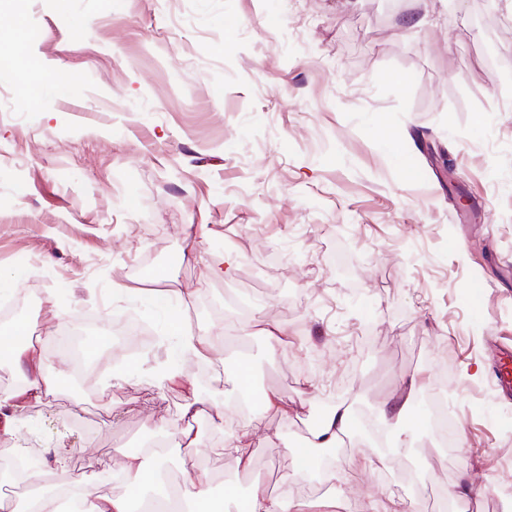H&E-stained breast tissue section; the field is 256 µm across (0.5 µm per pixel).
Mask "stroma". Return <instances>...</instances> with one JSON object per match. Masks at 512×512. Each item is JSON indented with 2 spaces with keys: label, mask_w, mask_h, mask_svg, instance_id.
<instances>
[{
  "label": "stroma",
  "mask_w": 512,
  "mask_h": 512,
  "mask_svg": "<svg viewBox=\"0 0 512 512\" xmlns=\"http://www.w3.org/2000/svg\"><path fill=\"white\" fill-rule=\"evenodd\" d=\"M412 11V0H0V48L22 41L39 64L32 102L0 80V270L24 268L22 339L50 370L70 372L47 351L64 326L101 362L91 390L68 381L31 403L0 433V458L66 448L68 469L46 482L85 473L112 496L125 486L107 473L157 439L162 484L182 501L195 500V469L217 505L259 482L297 501L326 491L308 425L345 400L349 445L370 456L335 457L351 469L352 512L373 498L438 512L457 482L480 491L478 512H512V398L492 374L512 346V0L462 15L427 0L417 30ZM62 72L74 86L60 89ZM440 152L451 177L430 163ZM191 224L206 235L188 238ZM225 251L238 256L229 280L210 274ZM153 267L166 288L193 292L180 327L138 297ZM229 288L262 307L249 334H226L235 310L199 307ZM129 315L158 341L118 368L112 327ZM270 323L285 333L275 356ZM201 328L223 350L159 382L172 346ZM410 377L426 395L445 387L460 434L443 446L416 406L408 447L387 460L363 420L379 421ZM219 389L224 406L198 415L186 451V399ZM268 394L297 416L267 410ZM243 422L257 438L248 473L224 454ZM407 463L417 487L402 481Z\"/></svg>",
  "instance_id": "obj_1"
}]
</instances>
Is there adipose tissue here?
I'll return each instance as SVG.
<instances>
[{"mask_svg":"<svg viewBox=\"0 0 512 512\" xmlns=\"http://www.w3.org/2000/svg\"><path fill=\"white\" fill-rule=\"evenodd\" d=\"M21 325L0 331V352H8L15 360L25 377L23 385L15 392L0 398V429L11 430L14 423L26 409L29 402L41 399L54 391L60 379L45 371L39 350L34 346L16 343L21 335ZM417 393L415 380L404 381L401 394L392 403L387 404L381 419L388 432L391 446H401L406 431L403 427L408 412L414 404ZM352 425L350 407L346 402H338L326 412L308 440L312 448H332L337 440L348 433ZM121 472L129 492L123 496L106 497L96 493L90 482H83L82 503L78 512H130V500L133 492L139 491L146 484L154 482L158 469H147L144 456L140 453L125 454L120 465ZM350 508L346 497L329 494L315 499L291 502L286 494L271 493L258 486L250 494L241 512H348Z\"/></svg>","mask_w":512,"mask_h":512,"instance_id":"1","label":"adipose tissue"}]
</instances>
